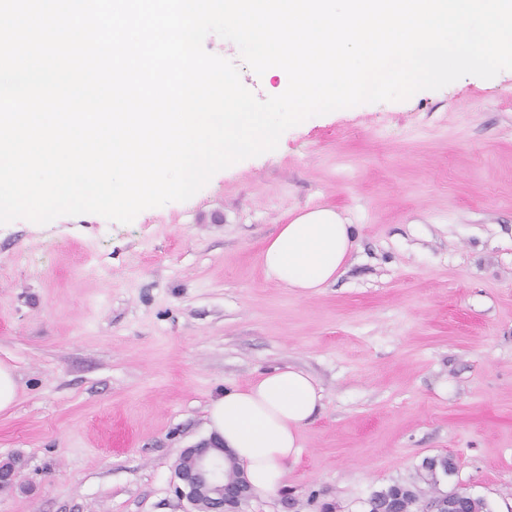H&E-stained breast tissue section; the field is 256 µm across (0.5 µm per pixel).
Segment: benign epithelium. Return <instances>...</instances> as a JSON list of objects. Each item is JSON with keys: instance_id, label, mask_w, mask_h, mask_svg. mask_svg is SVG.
<instances>
[{"instance_id": "7a95c632", "label": "benign epithelium", "mask_w": 512, "mask_h": 512, "mask_svg": "<svg viewBox=\"0 0 512 512\" xmlns=\"http://www.w3.org/2000/svg\"><path fill=\"white\" fill-rule=\"evenodd\" d=\"M228 450L217 437L211 436L186 448L175 463L177 493L185 498L193 512L199 510L201 498H209L208 512H243L254 494L245 476L232 483L224 480L223 460ZM18 478L15 462L0 461V490L13 486Z\"/></svg>"}]
</instances>
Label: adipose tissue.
Listing matches in <instances>:
<instances>
[{
	"label": "adipose tissue",
	"mask_w": 512,
	"mask_h": 512,
	"mask_svg": "<svg viewBox=\"0 0 512 512\" xmlns=\"http://www.w3.org/2000/svg\"><path fill=\"white\" fill-rule=\"evenodd\" d=\"M355 247L351 225L335 209L321 207L281 225L263 243L260 260L269 279L305 295L335 282ZM322 406L313 378L285 366L247 387L225 388L208 404L207 420L260 495L284 486L289 464L300 455L301 434Z\"/></svg>",
	"instance_id": "obj_1"
}]
</instances>
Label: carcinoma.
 <instances>
[{
    "label": "carcinoma",
    "instance_id": "cac0c4a2",
    "mask_svg": "<svg viewBox=\"0 0 512 512\" xmlns=\"http://www.w3.org/2000/svg\"><path fill=\"white\" fill-rule=\"evenodd\" d=\"M448 470H455V464L446 455L426 460L413 480L373 492L367 500L368 512H387L394 498L398 499L403 512H421L427 501L442 502L443 491L439 485Z\"/></svg>",
    "mask_w": 512,
    "mask_h": 512
}]
</instances>
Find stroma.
<instances>
[{"mask_svg": "<svg viewBox=\"0 0 512 512\" xmlns=\"http://www.w3.org/2000/svg\"><path fill=\"white\" fill-rule=\"evenodd\" d=\"M324 206L357 247L301 296L260 243ZM0 362L22 463L0 512H187L174 465L207 404L287 365L323 407L246 512H366L438 455L512 512V70L311 117L129 224L0 225ZM16 397V381L11 366L0 363V411H7Z\"/></svg>", "mask_w": 512, "mask_h": 512, "instance_id": "stroma-1", "label": "stroma"}]
</instances>
